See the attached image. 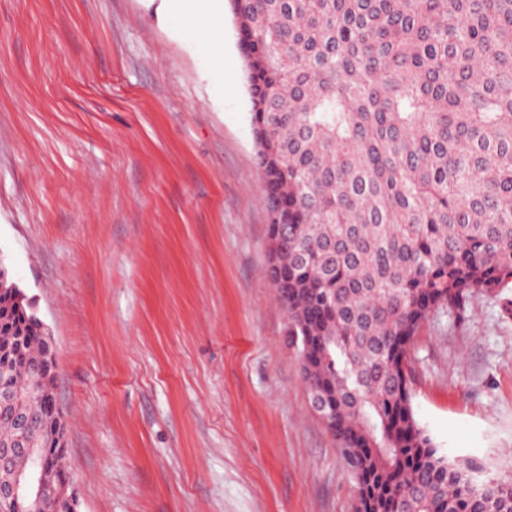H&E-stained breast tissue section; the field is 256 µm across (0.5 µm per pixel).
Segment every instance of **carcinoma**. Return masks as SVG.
Instances as JSON below:
<instances>
[{
    "label": "carcinoma",
    "mask_w": 512,
    "mask_h": 512,
    "mask_svg": "<svg viewBox=\"0 0 512 512\" xmlns=\"http://www.w3.org/2000/svg\"><path fill=\"white\" fill-rule=\"evenodd\" d=\"M288 345L330 415L357 512H512V477L438 453L409 347L512 288V0H231ZM30 306L0 294V384L40 418L44 495L68 481ZM9 512H71L27 497Z\"/></svg>",
    "instance_id": "obj_1"
}]
</instances>
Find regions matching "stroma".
Wrapping results in <instances>:
<instances>
[{"instance_id":"stroma-1","label":"stroma","mask_w":512,"mask_h":512,"mask_svg":"<svg viewBox=\"0 0 512 512\" xmlns=\"http://www.w3.org/2000/svg\"><path fill=\"white\" fill-rule=\"evenodd\" d=\"M216 39L161 0H0V256L52 334L78 512H356L267 278L232 13ZM409 375L441 455L512 470L501 298L430 316Z\"/></svg>"}]
</instances>
